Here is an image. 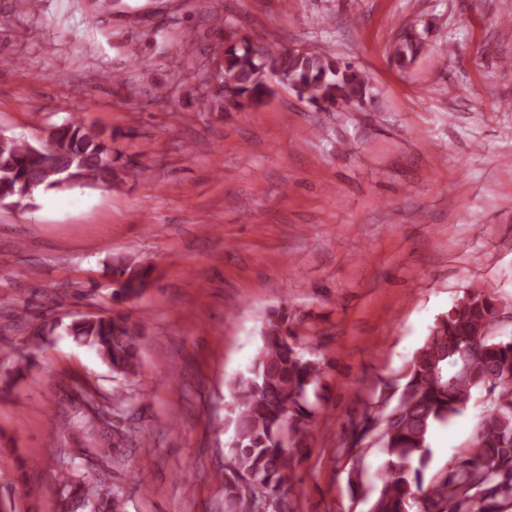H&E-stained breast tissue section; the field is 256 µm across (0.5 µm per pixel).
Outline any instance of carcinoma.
<instances>
[{
  "label": "carcinoma",
  "instance_id": "carcinoma-1",
  "mask_svg": "<svg viewBox=\"0 0 512 512\" xmlns=\"http://www.w3.org/2000/svg\"><path fill=\"white\" fill-rule=\"evenodd\" d=\"M224 53V111L263 106L273 84L292 86L314 105L361 108L370 93L361 70L320 50L273 52L245 37ZM417 55L414 43L396 42L391 59L406 67ZM112 135L73 119L51 127L48 148L72 164L48 171L33 145L22 138L0 140V199H32L27 190H65L76 185L112 188ZM124 298L142 294L149 273L116 265ZM500 314L490 293H469L436 321L423 345L398 377L384 384L376 401L351 423L343 456L350 462L348 485L367 512H512V339L491 340L486 331ZM79 341L96 349L126 378L137 374L142 328L121 312L71 323ZM327 373L321 360L307 356L287 314L269 322L263 343L246 372L229 384L227 424L233 434L225 466L224 502L228 512H256L267 506L284 512L283 486L292 481L304 456L308 429L318 415ZM490 397L473 446L427 476L434 428L461 415L472 393ZM377 446L383 455L381 485L373 496L364 488V460ZM60 512H123L118 494L107 491L96 504L85 499L83 480L60 474L52 485Z\"/></svg>",
  "mask_w": 512,
  "mask_h": 512
}]
</instances>
